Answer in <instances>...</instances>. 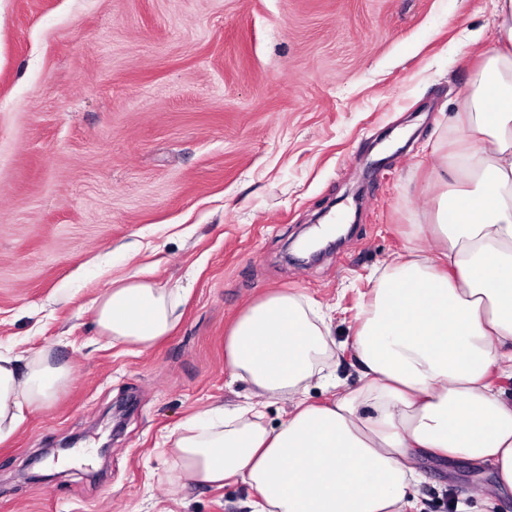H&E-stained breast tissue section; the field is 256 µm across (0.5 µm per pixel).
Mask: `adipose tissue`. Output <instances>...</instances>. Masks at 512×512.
I'll return each instance as SVG.
<instances>
[{"mask_svg":"<svg viewBox=\"0 0 512 512\" xmlns=\"http://www.w3.org/2000/svg\"><path fill=\"white\" fill-rule=\"evenodd\" d=\"M497 37L459 101L455 151L436 178L444 189L408 252L375 280L352 345L358 384L321 404L336 356L328 317L303 295L278 290L252 302L224 343L231 379L252 400L180 424L168 452L182 483L248 484L254 512H412L427 451L486 463L512 491V397L490 380L512 378V0H493ZM179 289L133 272L93 303L111 343L146 350L175 327ZM69 369L49 352L0 350V444L27 413L66 388ZM290 401L286 418L264 407Z\"/></svg>","mask_w":512,"mask_h":512,"instance_id":"obj_1","label":"adipose tissue"}]
</instances>
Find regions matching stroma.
Instances as JSON below:
<instances>
[{
	"instance_id": "obj_1",
	"label": "stroma",
	"mask_w": 512,
	"mask_h": 512,
	"mask_svg": "<svg viewBox=\"0 0 512 512\" xmlns=\"http://www.w3.org/2000/svg\"><path fill=\"white\" fill-rule=\"evenodd\" d=\"M495 39L491 0H0V346L70 368L0 444V512H252L244 484H179L167 435L248 401L224 338L274 290L330 311L355 386L369 276L431 250L412 224ZM342 209L359 215L345 240L294 263ZM134 269L183 291L142 352L90 312ZM416 467L420 512H512L511 493H480L493 471Z\"/></svg>"
}]
</instances>
